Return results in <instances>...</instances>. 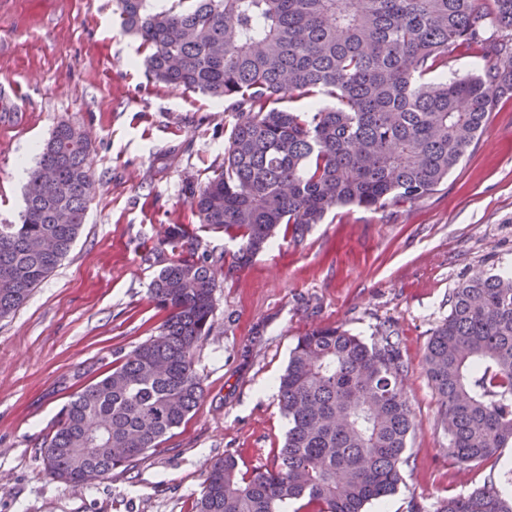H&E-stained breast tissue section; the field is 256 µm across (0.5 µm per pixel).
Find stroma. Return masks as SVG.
Instances as JSON below:
<instances>
[{"instance_id": "stroma-1", "label": "stroma", "mask_w": 512, "mask_h": 512, "mask_svg": "<svg viewBox=\"0 0 512 512\" xmlns=\"http://www.w3.org/2000/svg\"><path fill=\"white\" fill-rule=\"evenodd\" d=\"M140 40L114 0H0V224H16L27 179L62 121L92 146L96 191L61 265L0 320V512H196L211 462L234 454L242 472L271 467L288 421L271 381L298 336L341 326L370 338L391 326L409 364L404 388L417 425L398 491L367 512L471 492L499 458L448 455L425 373L433 329L464 279L512 266V96L498 100L469 154L431 197L384 211L347 206L302 245L277 238L223 278L215 323L195 353L204 397L181 427L130 470L90 485L49 475L39 445L71 393L157 335L164 314L149 287L170 224L196 227L199 249L232 263L239 248L200 227L186 184L224 164V103L153 80Z\"/></svg>"}]
</instances>
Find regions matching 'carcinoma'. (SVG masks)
Masks as SVG:
<instances>
[{
	"mask_svg": "<svg viewBox=\"0 0 512 512\" xmlns=\"http://www.w3.org/2000/svg\"><path fill=\"white\" fill-rule=\"evenodd\" d=\"M115 0L121 26L147 50L157 82L222 99L224 167L189 186L199 223L241 239L233 264L198 254L197 234L172 224L181 249L150 294L166 311L158 334L70 397L40 448L55 478L91 484L132 468L197 409L194 355L214 325L220 277L246 267L280 227L299 245L333 210L384 211L438 191L512 93V0ZM481 73L448 74L461 47ZM293 98L332 106L285 108ZM56 172L44 188L42 168ZM94 193L90 144L61 122L30 172L19 224H0V319L15 312L70 251ZM427 377L448 456L480 463L512 447V271L465 279L426 346ZM393 330L371 341L339 327L297 338L278 381L288 431L272 467L249 475L235 455L210 465L196 512H365L398 490L415 431L408 373ZM512 471L490 475L433 512H512Z\"/></svg>",
	"mask_w": 512,
	"mask_h": 512,
	"instance_id": "cac0c4a2",
	"label": "carcinoma"
}]
</instances>
